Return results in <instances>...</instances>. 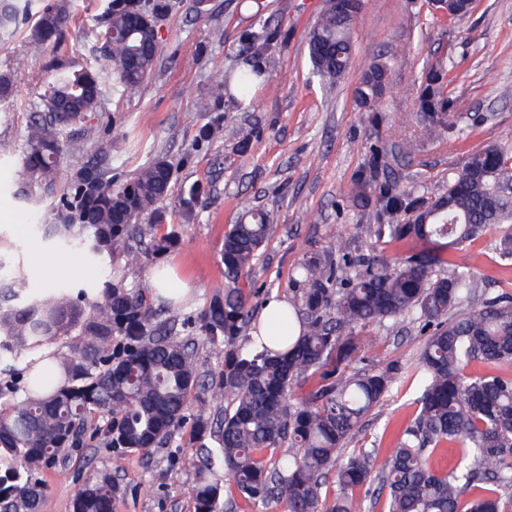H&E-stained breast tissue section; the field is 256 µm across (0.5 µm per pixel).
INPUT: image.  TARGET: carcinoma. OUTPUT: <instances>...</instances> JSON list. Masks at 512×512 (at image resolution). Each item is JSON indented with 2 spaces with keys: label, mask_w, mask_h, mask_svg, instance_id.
I'll return each mask as SVG.
<instances>
[{
  "label": "carcinoma",
  "mask_w": 512,
  "mask_h": 512,
  "mask_svg": "<svg viewBox=\"0 0 512 512\" xmlns=\"http://www.w3.org/2000/svg\"><path fill=\"white\" fill-rule=\"evenodd\" d=\"M360 8L361 0H345L341 10L330 4L310 32V61L328 84L338 83L349 68ZM146 14L140 0H111L101 35L107 45L104 69L55 68L46 105L65 102L70 111L50 114L28 129L18 176L32 201L55 194L64 130L96 110L105 76L130 89L151 74L160 42L141 19ZM18 18L15 4L0 0V29L15 26ZM67 20L62 6L44 11L34 40L59 39ZM114 30L132 37L114 38ZM389 71L381 60L365 67L356 88L362 106L384 94ZM260 76L257 68L235 74L242 98ZM446 87L439 67L428 74L419 96V119L431 130L448 127ZM383 167L382 151L373 148L368 166L354 178L363 220L355 230L385 243L413 240L424 248L394 260H367L349 251L304 260L301 303L294 306L302 334L296 338L257 335L252 348L241 347L251 309L239 281L259 259L274 216L250 212L249 221L225 232L224 281L215 286L200 320L208 342L224 347V367L211 387L226 406L214 422L187 340L160 333L156 312L140 290L117 283L100 299H75L67 288L31 295L6 285L0 291V353H37L64 337L72 340L58 361L66 376L62 384L20 369L0 385V395L9 397L0 408V512H34L39 490L33 471L65 459L93 417L110 416L107 432L118 469L126 452L168 443L193 404L189 459L195 477L188 494L195 512H216L226 482L246 500L282 501L287 512H364L359 489L365 497L386 495L388 512H512V377L465 373L472 362L512 363V294L466 307L474 275L445 257L453 246L503 224L500 251L512 259V204L504 192L512 168L497 148L485 147L471 154L448 182V192L427 201L379 179ZM172 176L171 166L158 160L115 188L105 172L79 165L74 193L60 196L56 223L47 225L45 235L65 253L80 249L88 258L110 257L142 215L157 212ZM413 313L432 327L416 368L419 412L375 487L376 448H344L384 400L401 366L350 369L362 350L353 331ZM214 433L218 455L205 443ZM442 443L458 448L446 472L429 463ZM285 444L289 451L269 466L265 452ZM330 476L337 492L329 498L322 488ZM120 493L112 473L102 472L78 489L73 512H112Z\"/></svg>",
  "instance_id": "carcinoma-1"
}]
</instances>
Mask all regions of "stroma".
<instances>
[{
	"label": "stroma",
	"instance_id": "1",
	"mask_svg": "<svg viewBox=\"0 0 512 512\" xmlns=\"http://www.w3.org/2000/svg\"><path fill=\"white\" fill-rule=\"evenodd\" d=\"M15 2L19 22L0 33V74L12 81L11 93L0 98V272L33 291L55 285L93 296L117 282L141 289L158 324L193 343L197 369L206 376L222 369L224 354L204 341L197 321L224 278V232L246 211L275 216L259 261L240 279L257 311L275 297L298 301L299 264L314 253L335 254L338 243L367 257L418 250L411 240L382 245L354 231L360 213L352 180L371 147L381 148L384 174L399 190L426 198L443 194L477 150L497 147L512 162V0H476L462 18L436 12L428 0H362L349 69L331 87L312 74L307 46L326 0H164L157 19L162 52L149 78L133 90L107 88L97 110L69 131L65 147L103 168L117 186L154 161H167L173 171L169 194L158 214L139 220L167 237V246L157 251L142 242L143 256L134 266L120 250L99 261L63 254L36 230L52 223L53 201L35 204L24 195L16 175L19 149L31 122L46 113L41 97L56 65L103 68L100 35L110 0H65L69 19L60 42L50 45L36 43L32 29L55 0ZM265 26L279 38L264 56L252 57L246 35ZM380 55L388 58L390 74L374 125L354 88ZM252 64L264 74L249 104L227 92L215 95L225 72ZM433 66L447 71L448 128L441 132L428 131L417 116ZM244 139L249 147L243 152ZM500 236L493 226L452 252L473 268L485 297L512 289V260L501 259ZM165 264L176 272L175 285L191 290L171 307L148 278L152 267ZM359 333L369 340L363 367L396 360L409 370L428 336L413 314ZM419 395L418 381L398 378L363 419L351 445L377 446L373 478H381L390 452L413 424ZM195 418L188 412L168 445L126 454L118 469L106 421L95 418L94 439L69 451L59 467L38 472L39 512H72L79 487L104 471L122 489L113 512H194L184 447Z\"/></svg>",
	"mask_w": 512,
	"mask_h": 512
}]
</instances>
